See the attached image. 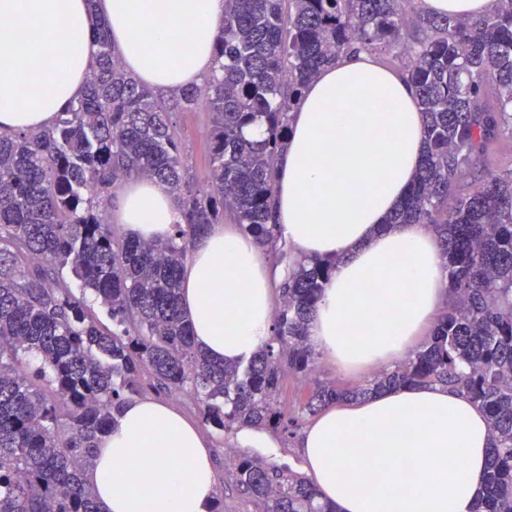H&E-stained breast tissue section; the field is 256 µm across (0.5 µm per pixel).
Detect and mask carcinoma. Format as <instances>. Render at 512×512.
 <instances>
[{
  "label": "carcinoma",
  "mask_w": 512,
  "mask_h": 512,
  "mask_svg": "<svg viewBox=\"0 0 512 512\" xmlns=\"http://www.w3.org/2000/svg\"><path fill=\"white\" fill-rule=\"evenodd\" d=\"M412 0H224L221 73L164 98L114 56L108 37L83 96L37 132H0V512H101L85 479L121 408L150 387L194 395L203 423L291 434L288 375L307 378V327L335 263L296 259L278 286L271 336L245 366L198 349L180 302L193 240L230 214L272 256L288 250L271 223L276 160L309 82L351 49L388 53L418 92L427 146L393 224L440 239L452 302L427 340L366 384L316 382L303 411L407 384L456 389L488 415L493 448L480 512H512V166L485 158L512 139V0L461 20L409 10ZM210 114V189L187 179L173 115ZM259 122L265 135L249 140ZM479 165L472 189L459 177ZM166 184L180 220L164 240L111 224L109 188L132 177ZM112 318L106 330L71 280ZM39 366L28 372L27 357ZM229 476L258 512H334L305 476L235 457Z\"/></svg>",
  "instance_id": "cac0c4a2"
}]
</instances>
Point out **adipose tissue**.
Wrapping results in <instances>:
<instances>
[{
    "label": "adipose tissue",
    "mask_w": 512,
    "mask_h": 512,
    "mask_svg": "<svg viewBox=\"0 0 512 512\" xmlns=\"http://www.w3.org/2000/svg\"><path fill=\"white\" fill-rule=\"evenodd\" d=\"M224 0H0V130H39L80 98L105 27L125 68L158 94L219 72ZM414 87L367 51L341 54L291 114L277 160L272 221L298 258L336 265L308 326L324 359L371 373L406 358L450 298L438 238L389 225L424 152ZM168 186L127 179L110 221L167 237ZM275 280L255 239L214 224L193 243L181 305L198 347L242 364L271 334ZM299 448L334 512H477L490 421L441 385L406 386L314 418ZM103 512H210L213 459L198 426L168 402H129L87 473Z\"/></svg>",
    "instance_id": "ef3b65f1"
}]
</instances>
